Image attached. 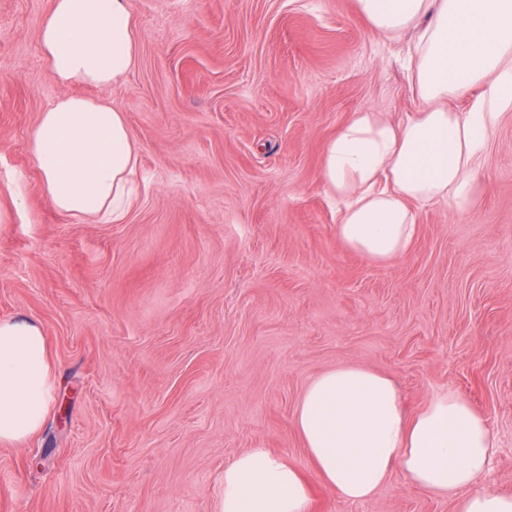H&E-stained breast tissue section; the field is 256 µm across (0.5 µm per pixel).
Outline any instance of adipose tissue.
Returning <instances> with one entry per match:
<instances>
[{
	"label": "adipose tissue",
	"instance_id": "obj_1",
	"mask_svg": "<svg viewBox=\"0 0 512 512\" xmlns=\"http://www.w3.org/2000/svg\"><path fill=\"white\" fill-rule=\"evenodd\" d=\"M385 38L414 32L406 59L425 110L393 123L354 112L325 149L321 178L342 204L336 234L385 263L417 234L415 202H472L476 160L512 109V0H357ZM39 63L61 83L105 87L138 61L129 0H52L37 24ZM485 94L467 112L440 100L473 84ZM27 149L50 204L90 224L124 221L138 154L125 115L103 100L69 96L42 112ZM55 400L41 322L0 318V443L37 433ZM294 426L324 486L347 502L371 498L394 469L456 500V512H512V496L476 489L499 442L487 417L457 391L407 413L385 373L342 365L305 389ZM222 512H314L304 472L264 448L224 469Z\"/></svg>",
	"mask_w": 512,
	"mask_h": 512
}]
</instances>
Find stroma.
I'll use <instances>...</instances> for the list:
<instances>
[{
	"mask_svg": "<svg viewBox=\"0 0 512 512\" xmlns=\"http://www.w3.org/2000/svg\"><path fill=\"white\" fill-rule=\"evenodd\" d=\"M50 5L0 0V317L42 321L68 418L0 443V512H221L224 469L252 448L303 470L316 512H455L399 471L363 502L324 487L293 418L342 364L388 374L412 410L468 398L499 440L478 485L512 495V110L472 205H414L407 253L374 263L336 235L323 152L350 113L424 103L407 41L357 0H130L139 62L102 88L39 65ZM73 95L128 121L122 223L57 212L27 150Z\"/></svg>",
	"mask_w": 512,
	"mask_h": 512,
	"instance_id": "stroma-1",
	"label": "stroma"
}]
</instances>
